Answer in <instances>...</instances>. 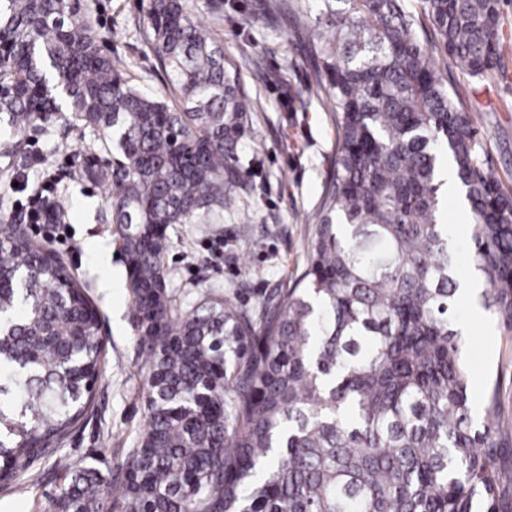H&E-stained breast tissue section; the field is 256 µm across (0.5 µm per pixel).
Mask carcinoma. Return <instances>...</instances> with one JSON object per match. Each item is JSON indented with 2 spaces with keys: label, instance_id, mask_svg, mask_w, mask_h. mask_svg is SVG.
Here are the masks:
<instances>
[{
  "label": "carcinoma",
  "instance_id": "cac0c4a2",
  "mask_svg": "<svg viewBox=\"0 0 512 512\" xmlns=\"http://www.w3.org/2000/svg\"><path fill=\"white\" fill-rule=\"evenodd\" d=\"M309 65L338 132L307 265L252 308L169 285L168 230L236 207L251 99L189 0H150L144 38L181 103L121 76L83 0H0V114L102 131L112 223L145 356L146 425L115 486L78 467L60 512H507L512 430L498 385L472 416L460 278L441 204L448 157L470 205L483 305L512 332V189L486 168L463 94L507 74L504 0H336ZM96 307L52 249L0 225V483L19 482L80 419L101 376Z\"/></svg>",
  "mask_w": 512,
  "mask_h": 512
}]
</instances>
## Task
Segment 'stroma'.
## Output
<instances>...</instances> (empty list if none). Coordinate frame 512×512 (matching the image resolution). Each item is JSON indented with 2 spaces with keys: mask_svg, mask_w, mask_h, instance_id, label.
Wrapping results in <instances>:
<instances>
[{
  "mask_svg": "<svg viewBox=\"0 0 512 512\" xmlns=\"http://www.w3.org/2000/svg\"><path fill=\"white\" fill-rule=\"evenodd\" d=\"M260 0H192L193 14L224 49L226 60L242 52L264 57L268 68L294 61L287 81L240 73L243 91L256 105V123L239 151L250 172L243 198L248 220L221 208L170 229L166 265L172 287L194 306L206 290L234 301L257 303L295 283L306 267L311 223L334 174L336 125L330 112L311 101L306 111L288 109L290 97L314 86L305 63L308 42L292 34L291 19L256 20ZM94 29L109 55L124 62L123 77L140 90L163 88L161 67L144 43L149 0H85ZM467 107L487 144L488 165L512 185V72L475 86ZM12 156L0 155V224L31 228L36 197L61 205L64 220L45 245L61 253L96 306L106 338L104 373L92 402L58 452L77 466L93 465L113 482L145 423L140 396L143 359L130 321L126 267L112 235V185L82 176L88 160L112 162L116 153L101 132L84 126L62 130L50 122L15 137ZM467 334L462 357L473 396L488 379L499 382L504 417L512 424V333L494 316L476 318L468 300L457 302ZM66 473L48 456L37 460L26 482L0 487V512H58L56 500Z\"/></svg>",
  "mask_w": 512,
  "mask_h": 512,
  "instance_id": "35a3bbf8",
  "label": "stroma"
}]
</instances>
